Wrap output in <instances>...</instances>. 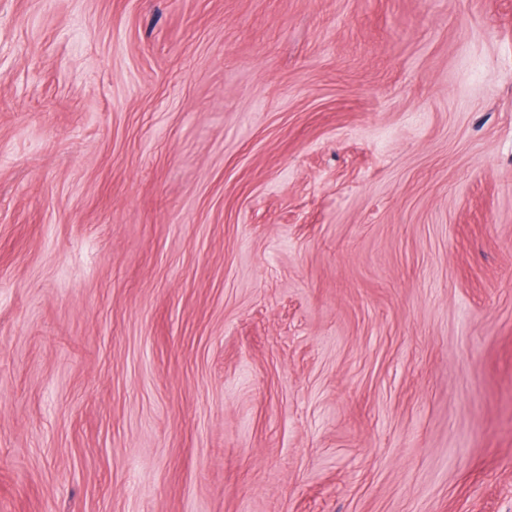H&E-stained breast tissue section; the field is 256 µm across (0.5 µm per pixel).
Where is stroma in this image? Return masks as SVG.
Returning <instances> with one entry per match:
<instances>
[{
  "mask_svg": "<svg viewBox=\"0 0 512 512\" xmlns=\"http://www.w3.org/2000/svg\"><path fill=\"white\" fill-rule=\"evenodd\" d=\"M0 512H512V0H0Z\"/></svg>",
  "mask_w": 512,
  "mask_h": 512,
  "instance_id": "1",
  "label": "stroma"
}]
</instances>
